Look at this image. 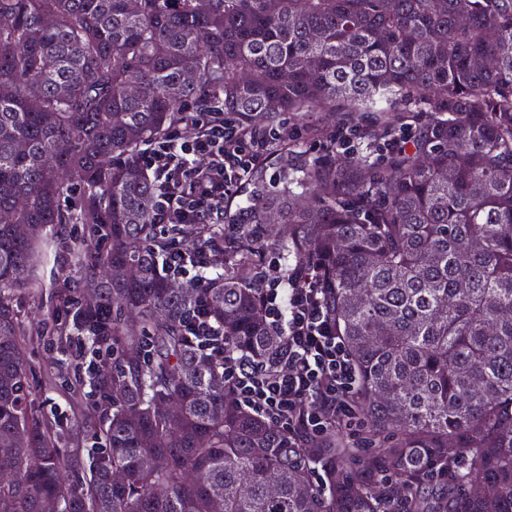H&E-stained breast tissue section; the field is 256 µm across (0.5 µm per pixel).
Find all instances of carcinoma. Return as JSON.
Returning <instances> with one entry per match:
<instances>
[{
	"instance_id": "obj_1",
	"label": "carcinoma",
	"mask_w": 512,
	"mask_h": 512,
	"mask_svg": "<svg viewBox=\"0 0 512 512\" xmlns=\"http://www.w3.org/2000/svg\"><path fill=\"white\" fill-rule=\"evenodd\" d=\"M216 104L266 123L413 112L418 140L380 165L290 167L285 134L282 177L253 169L246 207L162 226L141 148ZM0 212V512H512V0H0ZM58 224L81 225L65 248L85 273L47 316L87 342L98 402L67 429L36 408L14 306ZM269 249L326 289L364 453L293 447L195 338L205 320L254 359L276 351ZM178 255L196 276L174 281ZM450 446L455 481H424ZM391 480L435 492L389 508ZM288 115L290 117H288ZM346 115L341 112H336V114L329 112H308L302 117L295 116L293 114H284L282 119L286 122L290 121L295 124L297 129H302L306 125H320L328 130H331L333 126L336 124V121L339 117Z\"/></svg>"
}]
</instances>
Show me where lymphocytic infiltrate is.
Masks as SVG:
<instances>
[{
    "label": "lymphocytic infiltrate",
    "instance_id": "lymphocytic-infiltrate-1",
    "mask_svg": "<svg viewBox=\"0 0 512 512\" xmlns=\"http://www.w3.org/2000/svg\"><path fill=\"white\" fill-rule=\"evenodd\" d=\"M279 129L247 126L233 115H206L194 133L152 143L143 159L158 181L155 206L161 224H209L231 199L250 170L272 151ZM337 154L354 157L370 149L377 156L411 149L412 123L402 119L380 133L372 124L348 118L330 136ZM269 327L281 337L274 356L249 359L224 349V376L239 401L289 438L317 444L333 434L358 438L364 428L356 416L359 377L355 362L336 333L324 288L314 278L287 277L259 269Z\"/></svg>",
    "mask_w": 512,
    "mask_h": 512
}]
</instances>
